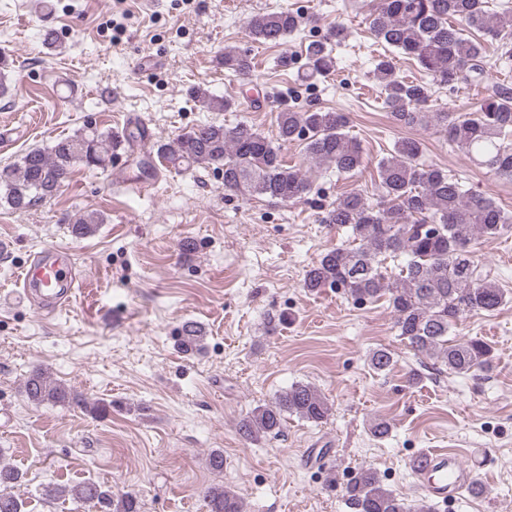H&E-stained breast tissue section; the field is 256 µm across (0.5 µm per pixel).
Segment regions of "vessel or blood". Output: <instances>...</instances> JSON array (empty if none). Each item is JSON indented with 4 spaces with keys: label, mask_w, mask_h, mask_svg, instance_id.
<instances>
[{
    "label": "vessel or blood",
    "mask_w": 512,
    "mask_h": 512,
    "mask_svg": "<svg viewBox=\"0 0 512 512\" xmlns=\"http://www.w3.org/2000/svg\"><path fill=\"white\" fill-rule=\"evenodd\" d=\"M17 286L23 298L38 300L45 312H55L70 300L79 286L75 262L62 250L43 249L21 268ZM463 457L460 449L448 447L419 454L411 465L427 492L447 502L476 484L477 475Z\"/></svg>",
    "instance_id": "b4317fda"
}]
</instances>
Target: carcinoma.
<instances>
[{
	"label": "carcinoma",
	"instance_id": "1",
	"mask_svg": "<svg viewBox=\"0 0 512 512\" xmlns=\"http://www.w3.org/2000/svg\"><path fill=\"white\" fill-rule=\"evenodd\" d=\"M367 21L378 39L414 58L438 85H478L488 79L478 33L497 42L505 56H512L510 6L490 11L485 0H376ZM299 25V16L280 10L251 16L246 32L257 42L276 43L296 32ZM346 36V29L338 24L324 39L310 43L304 75L331 72L335 67L332 46ZM220 64L242 75L251 68L248 56L235 48L224 50ZM373 75L396 124L411 128L432 123L449 143L478 158L491 174L512 180V97L494 92L470 112H427L430 87L397 76L393 58L377 59ZM189 97L210 112L239 106L237 100L216 96L202 86L192 88ZM347 124L343 112L284 109L277 113L275 142L241 121L231 128L201 124L171 141L150 145L147 129L140 122L120 132L88 125L0 167V207L26 211L57 197L74 168L105 172L118 151L137 148L142 149V156L135 161L136 180L152 173L155 154L177 170H221L227 194L294 203L310 193L311 183L300 169L285 164L280 146L299 141L310 159L340 174H353L365 166L366 158L361 144L345 132ZM419 153L417 141H399L394 153L378 162L376 202L353 191L325 211L322 222L349 227V240L325 252L306 271L303 287L312 292L336 288L357 303L388 297L398 336L412 350L440 361L452 373L475 375L490 368V347L478 337L454 338L452 332L464 314L493 312L506 295L491 271L475 263L471 248L479 238L494 240L512 231V212L443 169L418 163ZM101 223L97 212H78L72 218L71 232L87 237ZM399 256L405 263L392 276L385 262ZM201 337L194 323L184 324V351L193 350ZM370 362L382 372L391 367L393 358L389 350L380 348L371 353ZM23 392L36 405H67L96 418L112 411V404L88 400L54 381L41 367L31 370ZM331 412L332 404L323 393L296 383L251 410L239 421L238 429L245 439L254 441L280 433L289 414L320 424ZM22 478L21 472L0 463V512H24L23 501L10 492ZM42 495L48 503L61 499L91 503L97 512H141L136 494H116L112 487L92 481L49 484ZM346 495L354 512H433V505L423 499L407 503L393 495L372 468L358 472ZM205 499L209 512H243L240 495L222 484L209 486Z\"/></svg>",
	"mask_w": 512,
	"mask_h": 512
}]
</instances>
